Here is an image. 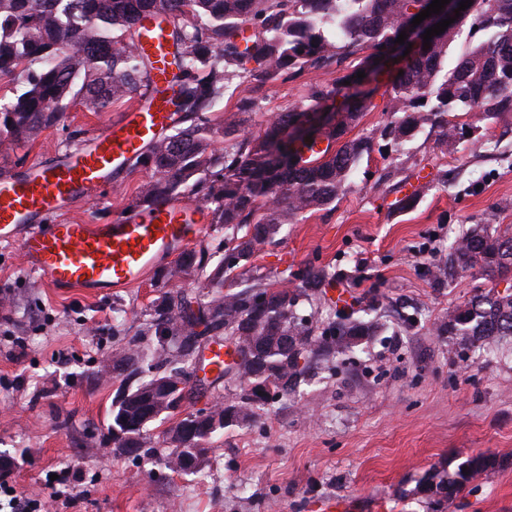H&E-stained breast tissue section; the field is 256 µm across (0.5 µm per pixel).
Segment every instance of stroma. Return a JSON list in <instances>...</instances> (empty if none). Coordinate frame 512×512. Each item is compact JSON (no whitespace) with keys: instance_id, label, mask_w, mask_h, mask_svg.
Segmentation results:
<instances>
[{"instance_id":"35a3bbf8","label":"stroma","mask_w":512,"mask_h":512,"mask_svg":"<svg viewBox=\"0 0 512 512\" xmlns=\"http://www.w3.org/2000/svg\"><path fill=\"white\" fill-rule=\"evenodd\" d=\"M335 80L334 72L305 70L246 82L224 107L251 101L244 129L256 134L312 85ZM388 90L378 85L347 132L370 150L336 203L289 225L248 265L292 288L298 272L319 266L325 284L303 314L336 319L337 285L349 308L369 309L381 330L250 423L221 430L200 472L165 468L167 419L149 426L152 453L105 452L122 381H99L92 371L139 337L169 288L163 271L117 293H59L24 266L19 243L0 242V298L12 300L0 305V452L15 460L10 485L41 498L48 473L70 472L51 512H316L327 497H356L380 512H432L421 485L484 455L500 467L462 490L450 512H512V336L464 344L440 329L448 312L475 293L512 287V278L491 281L473 269L440 281L421 263L425 251L447 250L474 225L512 224V114L450 113L462 130L453 153L427 126L398 145L382 134ZM133 106L69 107L37 140L0 144V173L73 148ZM151 176L126 170L75 205L69 220L115 217Z\"/></svg>"}]
</instances>
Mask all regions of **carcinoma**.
I'll use <instances>...</instances> for the list:
<instances>
[{"mask_svg": "<svg viewBox=\"0 0 512 512\" xmlns=\"http://www.w3.org/2000/svg\"><path fill=\"white\" fill-rule=\"evenodd\" d=\"M419 7L420 0H0V79L16 83L14 98L0 102V141H34L60 123L72 104L102 112L134 97L148 87L156 66L138 42L136 24L145 18L166 26L175 62L173 107L180 120L131 162L150 169L152 177L129 208L144 209L188 192L210 215V223L224 227L223 254L187 249L167 269L168 281L191 274L206 292L200 298L182 290L161 294L146 332L158 338V345L133 342L112 359L98 361L96 373L106 374V363L112 362V374L123 376L128 392L123 403L112 405V441L133 439L138 454L149 451L148 424L173 413L164 396L155 397L150 414L140 410L138 400L173 372L205 369L204 350L188 343L195 335L207 346L228 344L243 356L182 395L198 400L234 382V400H213L210 415L224 419L221 430L252 420L258 410L310 379L318 365L377 335L378 324L352 312L340 313L320 331L311 316L298 312L325 278L312 265L295 288L263 278L241 288L233 273L285 226L335 203L350 184L369 144L344 136L360 119L370 93H360L355 105L338 110L336 128L300 149H293L283 132L362 83L358 72L380 77L374 55L387 54ZM469 18L489 37L450 69L448 48ZM246 24L253 29L249 36ZM328 27L333 28L330 36ZM365 49L371 53L360 56ZM250 62L254 67H247ZM305 69H334L340 76L332 88L317 84L299 105L273 115L263 133H241V116L251 110L250 103L224 110L234 83L276 80ZM398 69L403 74L391 78L383 135L402 143L428 125L438 129L441 146L454 151L457 132L448 113L498 118L512 112V0H474ZM216 112L222 113L217 125L210 119ZM219 139L224 149L216 152L212 143ZM475 267L491 280L512 276L511 225L494 232L483 225L467 231L436 264L450 277ZM450 323L469 342L512 336V293L477 294L451 312ZM266 382L272 390L258 393L257 385ZM213 437L200 434L187 448L168 449L166 468L188 471V457L200 467ZM494 465L493 458L471 457L425 491L439 497V512H448L456 495Z\"/></svg>", "mask_w": 512, "mask_h": 512, "instance_id": "cac0c4a2", "label": "carcinoma"}]
</instances>
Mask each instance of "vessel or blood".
<instances>
[{"label":"vessel or blood","mask_w":512,"mask_h":512,"mask_svg":"<svg viewBox=\"0 0 512 512\" xmlns=\"http://www.w3.org/2000/svg\"><path fill=\"white\" fill-rule=\"evenodd\" d=\"M141 36L166 65L172 51L166 29L147 23ZM178 118L156 93L74 149L0 176V241H20L26 267L60 293L119 292L142 283L204 237L208 220L200 204L162 199L94 224H68L62 216L111 182Z\"/></svg>","instance_id":"1"}]
</instances>
